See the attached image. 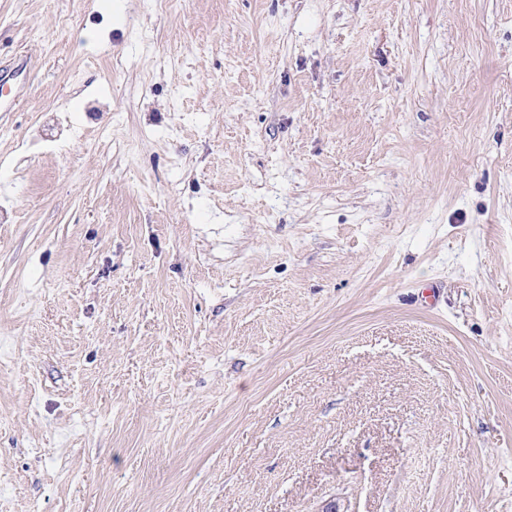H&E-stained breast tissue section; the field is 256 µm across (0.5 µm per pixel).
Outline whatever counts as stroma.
Returning <instances> with one entry per match:
<instances>
[{
    "label": "stroma",
    "instance_id": "35a3bbf8",
    "mask_svg": "<svg viewBox=\"0 0 512 512\" xmlns=\"http://www.w3.org/2000/svg\"><path fill=\"white\" fill-rule=\"evenodd\" d=\"M0 512H512V0H0Z\"/></svg>",
    "mask_w": 512,
    "mask_h": 512
}]
</instances>
